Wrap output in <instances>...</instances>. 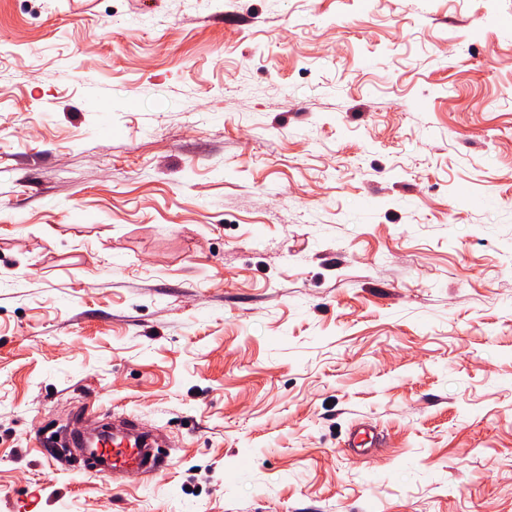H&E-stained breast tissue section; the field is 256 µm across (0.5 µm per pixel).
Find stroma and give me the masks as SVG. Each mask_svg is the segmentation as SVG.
<instances>
[{
	"mask_svg": "<svg viewBox=\"0 0 512 512\" xmlns=\"http://www.w3.org/2000/svg\"><path fill=\"white\" fill-rule=\"evenodd\" d=\"M1 487L512 512V0H0ZM94 430L98 432V438L93 448H99L104 463H91L95 470L101 473L119 476L129 468H137L152 475L167 469L170 465L168 456L151 452L150 448L157 447L156 442L141 440L143 436L132 420L119 425L112 423V427L98 425ZM87 432V429H71L59 434L51 432L38 436L35 441L40 449L47 451L46 448H58L64 456H70V448H86ZM54 436H58V441L54 440Z\"/></svg>",
	"mask_w": 512,
	"mask_h": 512,
	"instance_id": "obj_1",
	"label": "stroma"
}]
</instances>
